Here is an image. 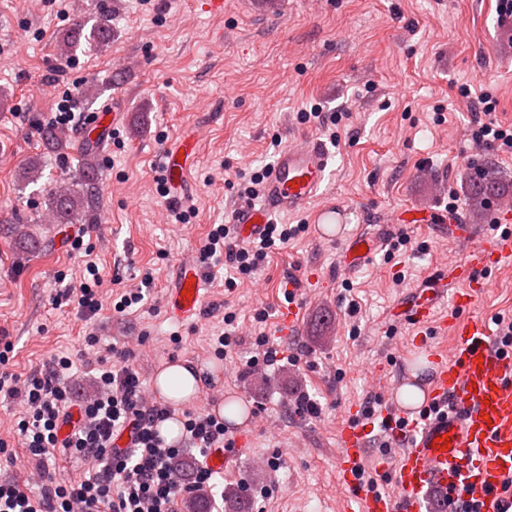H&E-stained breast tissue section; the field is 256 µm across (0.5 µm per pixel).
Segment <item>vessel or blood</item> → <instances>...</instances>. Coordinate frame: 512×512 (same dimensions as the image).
<instances>
[{
    "instance_id": "vessel-or-blood-1",
    "label": "vessel or blood",
    "mask_w": 512,
    "mask_h": 512,
    "mask_svg": "<svg viewBox=\"0 0 512 512\" xmlns=\"http://www.w3.org/2000/svg\"><path fill=\"white\" fill-rule=\"evenodd\" d=\"M195 138L188 135L165 150L161 168L172 194H179L195 153ZM328 174V153L308 141L283 147L268 171L260 202L238 204L232 215L239 239L263 234L273 215L305 209L315 199ZM498 224L505 230L485 237L476 228L457 221L441 225L443 238L465 242L466 267L470 275L463 288H418L417 299L400 304L396 311L413 325L428 323L445 298H452L462 317L452 324L450 354L438 355V371L421 411H407L394 398V384L385 387L379 413L389 426L398 455L393 467L379 465V472H392L396 490L378 495L361 489L357 472L367 435L373 423H350L339 431V476L349 489L359 512H425L430 490L451 491L453 498L477 505V512H512V496L502 484L512 477V349L495 348L489 324L471 316L485 288L478 273L512 261V211L500 210ZM382 245L380 236L369 234L349 239L343 255L345 268L365 262L367 254ZM206 299L204 278L195 265L183 266L167 293V310L177 321L195 318ZM449 447H441L440 436Z\"/></svg>"
}]
</instances>
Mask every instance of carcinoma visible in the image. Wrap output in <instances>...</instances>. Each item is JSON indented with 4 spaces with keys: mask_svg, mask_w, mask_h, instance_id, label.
Listing matches in <instances>:
<instances>
[{
    "mask_svg": "<svg viewBox=\"0 0 512 512\" xmlns=\"http://www.w3.org/2000/svg\"><path fill=\"white\" fill-rule=\"evenodd\" d=\"M111 39L110 19L103 14L89 32H84V27L80 25L65 33L57 42V53L65 58L83 44L95 48L108 44ZM43 140L48 151H63L71 147L70 135L63 129L45 130ZM78 152L81 164L75 186H61L53 191L48 199L50 210L56 213L62 224H74L82 220L92 212L95 205L98 180L97 147L87 142L78 147ZM504 190V179L498 169L487 168L469 186V200L473 213L484 212L486 199L501 196Z\"/></svg>",
    "mask_w": 512,
    "mask_h": 512,
    "instance_id": "cac0c4a2",
    "label": "carcinoma"
}]
</instances>
